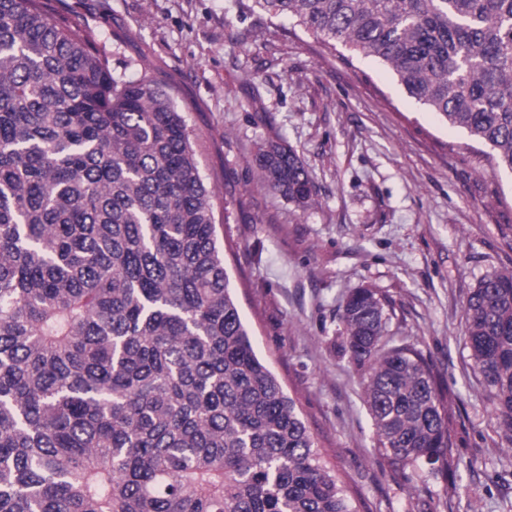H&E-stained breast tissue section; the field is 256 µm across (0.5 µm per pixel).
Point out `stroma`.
<instances>
[{"label": "stroma", "mask_w": 512, "mask_h": 512, "mask_svg": "<svg viewBox=\"0 0 512 512\" xmlns=\"http://www.w3.org/2000/svg\"><path fill=\"white\" fill-rule=\"evenodd\" d=\"M132 78L165 83L192 132L226 266L257 352L297 398L357 512H512V451L463 344L486 274L512 271V174L442 123L370 57L343 58L290 19L237 0H51ZM291 149L318 193L301 210L250 164ZM368 287L389 335L422 351L448 392L459 467L393 471L355 366L333 345L339 307Z\"/></svg>", "instance_id": "obj_1"}]
</instances>
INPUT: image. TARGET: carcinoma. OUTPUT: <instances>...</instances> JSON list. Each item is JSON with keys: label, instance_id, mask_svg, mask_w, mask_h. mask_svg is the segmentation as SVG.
Returning <instances> with one entry per match:
<instances>
[{"label": "carcinoma", "instance_id": "obj_1", "mask_svg": "<svg viewBox=\"0 0 512 512\" xmlns=\"http://www.w3.org/2000/svg\"><path fill=\"white\" fill-rule=\"evenodd\" d=\"M410 97L512 172V0H251ZM259 180L316 202L296 153ZM387 299L343 298L375 448L457 470L448 394L387 335ZM464 346L512 447V272L482 277ZM0 512H355L296 399L254 347L191 133L51 15L0 0Z\"/></svg>", "mask_w": 512, "mask_h": 512}]
</instances>
